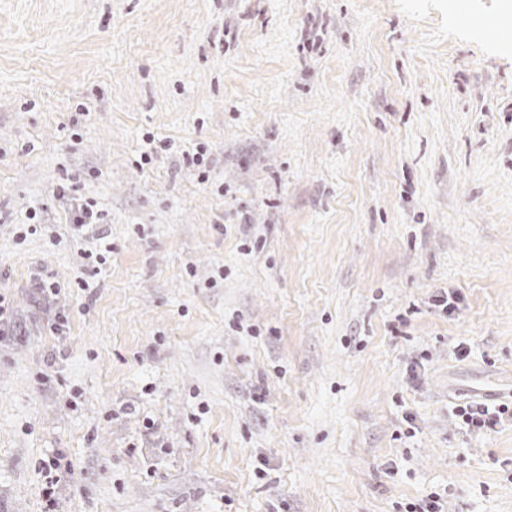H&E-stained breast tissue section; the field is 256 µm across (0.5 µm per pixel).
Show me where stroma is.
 Returning a JSON list of instances; mask_svg holds the SVG:
<instances>
[{"label":"stroma","mask_w":512,"mask_h":512,"mask_svg":"<svg viewBox=\"0 0 512 512\" xmlns=\"http://www.w3.org/2000/svg\"><path fill=\"white\" fill-rule=\"evenodd\" d=\"M499 3L0 0V512H512ZM72 200H74L75 203H73L71 207V224H74L78 229H83L98 223L100 214L92 209L93 205L88 201L82 203L75 197H73ZM456 415L465 424L470 432L481 433L493 430L502 421H512V403L499 405L498 409L491 410L485 403L479 401H468L456 407Z\"/></svg>","instance_id":"1"}]
</instances>
